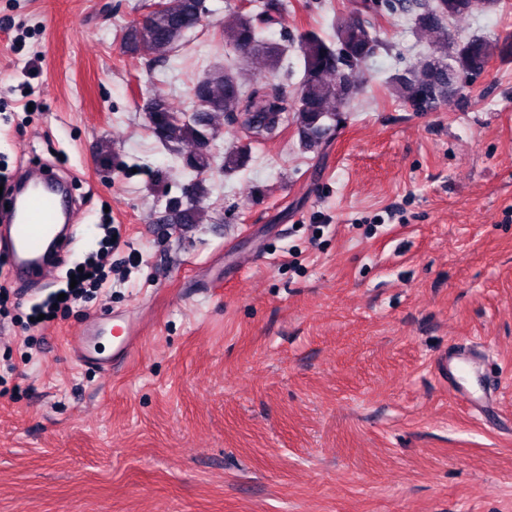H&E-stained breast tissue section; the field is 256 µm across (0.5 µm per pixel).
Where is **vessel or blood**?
Listing matches in <instances>:
<instances>
[{
	"label": "vessel or blood",
	"instance_id": "vessel-or-blood-1",
	"mask_svg": "<svg viewBox=\"0 0 512 512\" xmlns=\"http://www.w3.org/2000/svg\"><path fill=\"white\" fill-rule=\"evenodd\" d=\"M9 201L11 218L9 223L0 226V252L8 257L14 276L48 278L53 272L47 261L48 254L58 251L72 231L58 190L49 182L30 180L12 188ZM112 329L116 339L112 354L95 360L105 372L111 370L114 361L127 359L138 343L134 321L113 319ZM483 356V347L471 344L456 349L439 362L443 374L453 383L455 396L462 401H469L470 396L466 388L458 384L457 377Z\"/></svg>",
	"mask_w": 512,
	"mask_h": 512
}]
</instances>
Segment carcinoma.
<instances>
[{
    "label": "carcinoma",
    "mask_w": 512,
    "mask_h": 512,
    "mask_svg": "<svg viewBox=\"0 0 512 512\" xmlns=\"http://www.w3.org/2000/svg\"><path fill=\"white\" fill-rule=\"evenodd\" d=\"M162 4L160 13L125 35L127 49L144 51L152 64L165 62L180 50L187 34L199 26L205 8V0H162ZM497 4L498 0H415L414 30L418 36L430 37V45L410 70L388 78L392 95L414 111L424 112L455 95L463 76L484 71L491 56L487 40L472 36L452 44L445 23ZM282 7L281 0H259L257 15L236 11L234 23L224 28V45L246 48V57L257 56L268 69H276L288 54V46L268 43L262 37V27L275 24ZM378 43L375 31L348 20L336 24L332 37L316 33L305 36L298 45L303 76L291 99L280 93L272 98L261 95L260 87L243 79L231 60L209 70L195 83L187 113L173 111L162 95H154L146 104L149 129L194 175V200L169 202L175 215L173 223L202 222L201 203L209 194L205 173L211 169L216 139L214 114L246 117V123L252 126V142L275 137L292 117L307 138V146L314 147L326 129L325 120L333 119L350 103L357 91L355 75ZM198 112L205 115V121L195 119ZM249 160L248 148L228 149L224 151V172L240 170Z\"/></svg>",
    "instance_id": "obj_1"
}]
</instances>
